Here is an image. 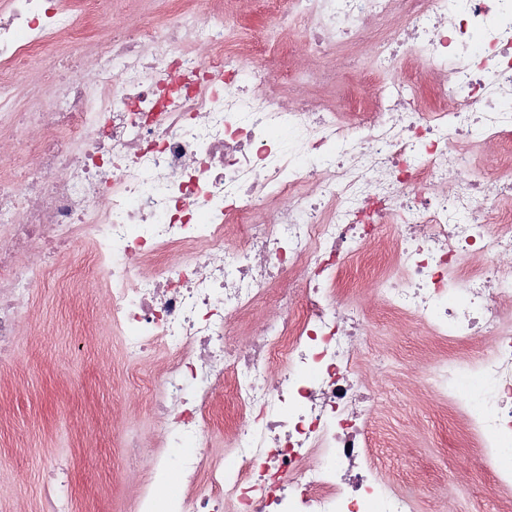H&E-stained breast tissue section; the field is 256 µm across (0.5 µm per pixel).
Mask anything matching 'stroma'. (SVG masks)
<instances>
[{"mask_svg":"<svg viewBox=\"0 0 512 512\" xmlns=\"http://www.w3.org/2000/svg\"><path fill=\"white\" fill-rule=\"evenodd\" d=\"M253 2L225 0L230 43L262 35L279 45L277 33L246 24ZM85 266L83 253L72 251L42 273L29 298L33 316L21 330L20 358L0 367V512H40L48 474L58 466L71 475L63 489L68 512H92L103 504L111 512H134L139 488L152 482L145 469L126 470L121 441L156 433L149 382L164 357L127 359L120 338L107 332L96 301L74 309L68 289ZM367 296L386 408L385 442L371 453L382 462L383 475L412 471L435 481L440 497L423 499L421 512H498L499 490L488 475L472 470L470 449L458 443V416L437 394L412 383L442 358L464 367L474 364L488 351L491 337L454 352L428 347L415 327L394 331L380 289L368 286ZM95 414L111 416V427L94 425Z\"/></svg>","mask_w":512,"mask_h":512,"instance_id":"stroma-1","label":"stroma"}]
</instances>
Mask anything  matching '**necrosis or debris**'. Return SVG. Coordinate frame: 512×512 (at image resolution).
<instances>
[{"mask_svg": "<svg viewBox=\"0 0 512 512\" xmlns=\"http://www.w3.org/2000/svg\"><path fill=\"white\" fill-rule=\"evenodd\" d=\"M100 8L0 0V141L13 144L0 155V365L18 359L40 273L82 249L97 280L76 298L98 295L127 357L165 353L151 385L162 431L126 454L160 478L176 470L181 488L143 487L136 512H418L419 484L368 457L380 402L349 275L370 268L394 323L461 347L494 337L482 394L461 396L450 363L426 383L512 512V0H293L308 27L282 51L234 50L223 22L181 5L159 32ZM73 12L84 25H67ZM390 15L400 29L373 37ZM62 36L71 53L47 54ZM92 40L89 68L78 51ZM352 43L376 68L432 80L341 114L307 89L284 99L299 57ZM35 68L52 79L18 108L16 77ZM426 91L438 105L425 112ZM475 141L500 177L473 174L462 152Z\"/></svg>", "mask_w": 512, "mask_h": 512, "instance_id": "necrosis-or-debris-1", "label": "necrosis or debris"}]
</instances>
